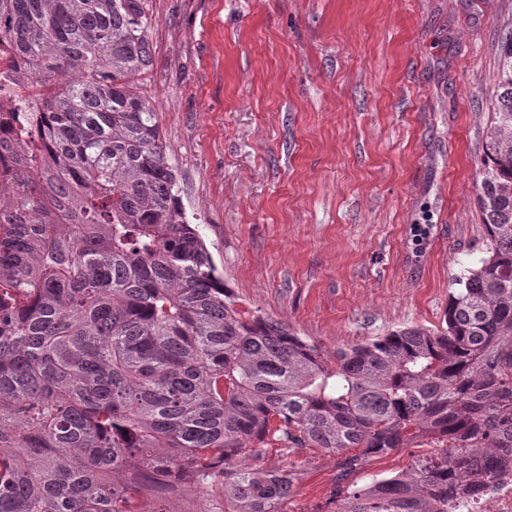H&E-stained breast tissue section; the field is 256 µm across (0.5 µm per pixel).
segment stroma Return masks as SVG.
<instances>
[{
	"label": "stroma",
	"mask_w": 512,
	"mask_h": 512,
	"mask_svg": "<svg viewBox=\"0 0 512 512\" xmlns=\"http://www.w3.org/2000/svg\"><path fill=\"white\" fill-rule=\"evenodd\" d=\"M155 97L183 202L243 308L325 358L434 330L488 251L473 182L512 0H150ZM288 512L336 458L268 442Z\"/></svg>",
	"instance_id": "1"
}]
</instances>
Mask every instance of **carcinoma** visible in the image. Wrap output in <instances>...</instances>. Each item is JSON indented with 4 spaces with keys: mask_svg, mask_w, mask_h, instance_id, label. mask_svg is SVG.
<instances>
[{
    "mask_svg": "<svg viewBox=\"0 0 512 512\" xmlns=\"http://www.w3.org/2000/svg\"><path fill=\"white\" fill-rule=\"evenodd\" d=\"M149 0H0V43L39 111L0 112V512H286L270 438L341 479L428 446L403 472L338 485L334 512H448L484 459H512V29L474 184L489 255L445 326L336 351L239 307L189 222L158 107Z\"/></svg>",
    "mask_w": 512,
    "mask_h": 512,
    "instance_id": "carcinoma-1",
    "label": "carcinoma"
}]
</instances>
